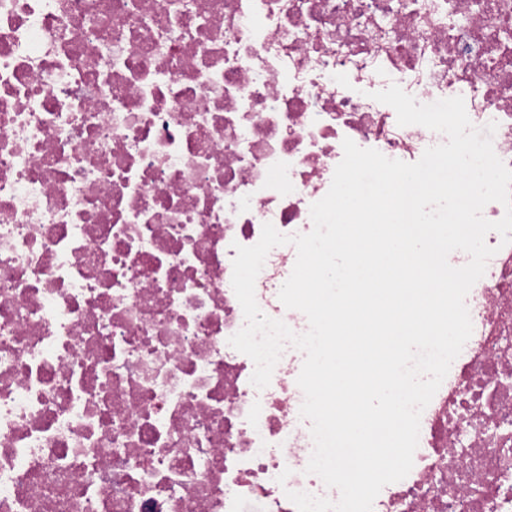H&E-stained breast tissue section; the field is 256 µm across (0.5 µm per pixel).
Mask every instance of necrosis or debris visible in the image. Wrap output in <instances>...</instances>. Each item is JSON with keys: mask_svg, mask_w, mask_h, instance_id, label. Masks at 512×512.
Masks as SVG:
<instances>
[{"mask_svg": "<svg viewBox=\"0 0 512 512\" xmlns=\"http://www.w3.org/2000/svg\"><path fill=\"white\" fill-rule=\"evenodd\" d=\"M462 97L512 168V0H0V512H297L302 351L228 340L236 245L312 230L343 139L417 162L443 134L375 92ZM373 512H512V244ZM297 257L255 282L268 317Z\"/></svg>", "mask_w": 512, "mask_h": 512, "instance_id": "necrosis-or-debris-1", "label": "necrosis or debris"}]
</instances>
